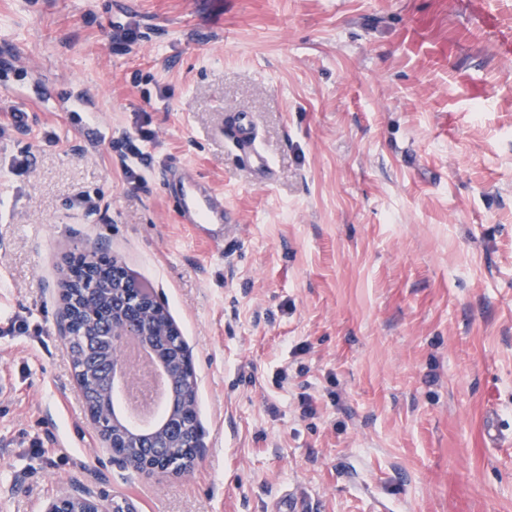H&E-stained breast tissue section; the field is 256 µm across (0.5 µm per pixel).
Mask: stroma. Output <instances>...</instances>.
I'll use <instances>...</instances> for the list:
<instances>
[{
    "instance_id": "35a3bbf8",
    "label": "stroma",
    "mask_w": 512,
    "mask_h": 512,
    "mask_svg": "<svg viewBox=\"0 0 512 512\" xmlns=\"http://www.w3.org/2000/svg\"><path fill=\"white\" fill-rule=\"evenodd\" d=\"M126 21L141 39L118 53ZM5 60L0 103L29 122L0 164L32 157L0 174V512L75 486L136 512H269L286 491L308 512H512V0H0ZM30 78L44 99L13 93ZM78 89L107 141L56 110ZM235 114L270 183L227 151ZM139 126L137 188L110 142ZM180 166L223 193V244L180 222ZM83 192L101 212L72 208ZM83 251L185 339L187 471L102 447L60 319Z\"/></svg>"
}]
</instances>
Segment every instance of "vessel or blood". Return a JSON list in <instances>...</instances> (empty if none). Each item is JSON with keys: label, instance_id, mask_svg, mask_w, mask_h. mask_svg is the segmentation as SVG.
<instances>
[{"label": "vessel or blood", "instance_id": "vessel-or-blood-1", "mask_svg": "<svg viewBox=\"0 0 512 512\" xmlns=\"http://www.w3.org/2000/svg\"><path fill=\"white\" fill-rule=\"evenodd\" d=\"M69 109L78 113L79 127L89 134L92 142L105 140L106 127L84 99L72 100ZM224 139L243 164L258 168L263 180L272 179L274 171L262 152L256 128L250 120L236 116L227 118ZM174 177L176 187L173 201L182 222L192 225L211 241H223L229 227L223 194L213 190L189 168H181Z\"/></svg>", "mask_w": 512, "mask_h": 512}]
</instances>
